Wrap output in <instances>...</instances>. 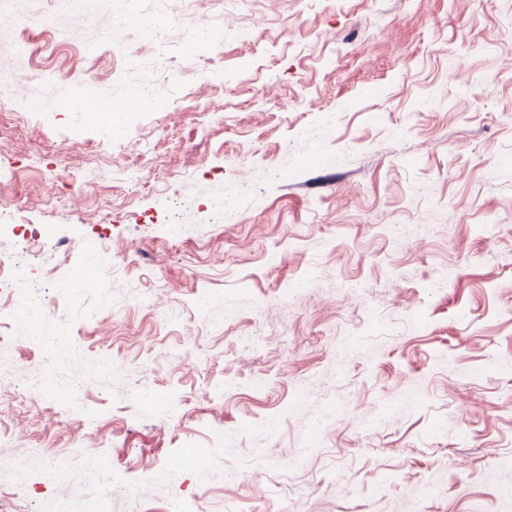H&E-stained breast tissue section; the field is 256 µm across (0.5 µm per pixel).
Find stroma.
I'll return each instance as SVG.
<instances>
[{
	"instance_id": "obj_1",
	"label": "stroma",
	"mask_w": 512,
	"mask_h": 512,
	"mask_svg": "<svg viewBox=\"0 0 512 512\" xmlns=\"http://www.w3.org/2000/svg\"><path fill=\"white\" fill-rule=\"evenodd\" d=\"M82 4L0 0V512H512V0Z\"/></svg>"
}]
</instances>
